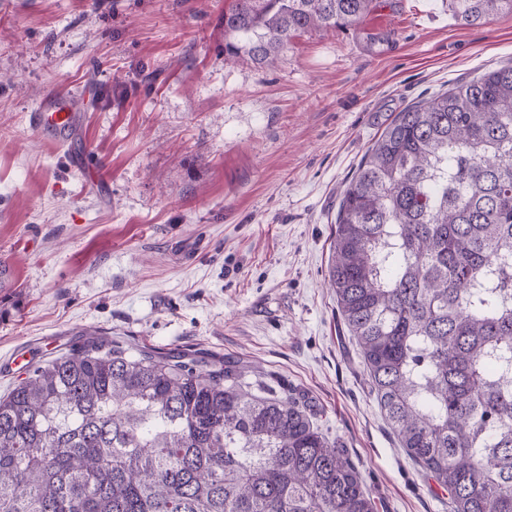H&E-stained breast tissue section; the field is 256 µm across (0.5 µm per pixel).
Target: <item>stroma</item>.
Returning <instances> with one entry per match:
<instances>
[{"label": "stroma", "instance_id": "1", "mask_svg": "<svg viewBox=\"0 0 512 512\" xmlns=\"http://www.w3.org/2000/svg\"><path fill=\"white\" fill-rule=\"evenodd\" d=\"M225 0H0V396L95 334L238 360L256 395L305 398L376 512H451L380 411L328 285L339 203L407 105L512 63V14L375 0L224 61ZM67 92L59 146L30 113ZM87 154L91 170L70 164Z\"/></svg>", "mask_w": 512, "mask_h": 512}]
</instances>
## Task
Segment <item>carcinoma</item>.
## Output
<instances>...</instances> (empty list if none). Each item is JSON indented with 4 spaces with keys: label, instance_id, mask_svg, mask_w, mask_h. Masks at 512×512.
Wrapping results in <instances>:
<instances>
[{
    "label": "carcinoma",
    "instance_id": "1",
    "mask_svg": "<svg viewBox=\"0 0 512 512\" xmlns=\"http://www.w3.org/2000/svg\"><path fill=\"white\" fill-rule=\"evenodd\" d=\"M373 0H231L224 61L271 67ZM460 26L512 0H448ZM329 284L400 447L452 512H512V65L412 103L368 147ZM83 350L0 398V512H373L297 398L236 362Z\"/></svg>",
    "mask_w": 512,
    "mask_h": 512
}]
</instances>
